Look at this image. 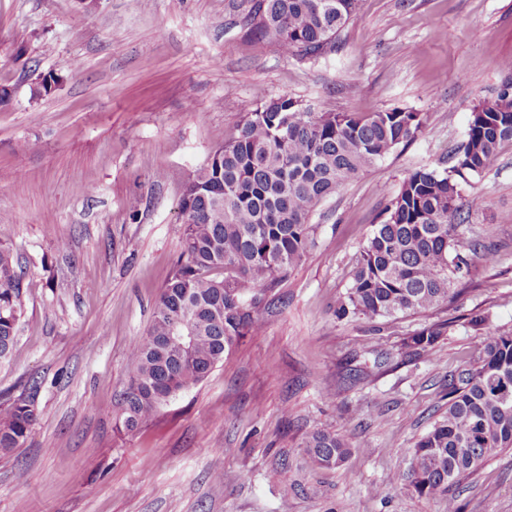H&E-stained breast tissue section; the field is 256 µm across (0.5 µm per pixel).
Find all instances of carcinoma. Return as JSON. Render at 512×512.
<instances>
[{
  "instance_id": "cac0c4a2",
  "label": "carcinoma",
  "mask_w": 512,
  "mask_h": 512,
  "mask_svg": "<svg viewBox=\"0 0 512 512\" xmlns=\"http://www.w3.org/2000/svg\"><path fill=\"white\" fill-rule=\"evenodd\" d=\"M359 0H249L243 26L285 56L318 57L357 16ZM419 112L394 108L369 115L314 112L288 95H261L236 133L184 185L181 253L155 304L151 325L128 360L122 425L136 430L177 393L202 383L224 355L260 324L259 308L313 244L317 205L421 134ZM512 142V81L473 109L465 140L447 159L411 172L388 201L384 219L361 248L336 315L370 320L416 314L448 302L473 258L497 253L470 235L461 183L491 167ZM18 263L0 247V358L16 344L23 312ZM194 337L174 347L173 328ZM441 329L408 337L412 355L429 351ZM36 420L32 405L0 412V450L24 442ZM303 448L319 468L340 466L348 443L314 431ZM512 448V334L486 329L474 364L448 375V409L412 451L408 477L419 493L448 499L464 478Z\"/></svg>"
}]
</instances>
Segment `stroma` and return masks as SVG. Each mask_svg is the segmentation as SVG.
<instances>
[{
	"instance_id": "35a3bbf8",
	"label": "stroma",
	"mask_w": 512,
	"mask_h": 512,
	"mask_svg": "<svg viewBox=\"0 0 512 512\" xmlns=\"http://www.w3.org/2000/svg\"><path fill=\"white\" fill-rule=\"evenodd\" d=\"M246 7L0 0V246L23 300L0 409L37 413L0 453V512H447L405 472L448 408L449 373L473 362L471 314L512 333V143L462 190L498 253L473 260L462 295L375 321L337 318L336 298L387 194L461 143L474 106L512 76V0H360L335 50L312 59L248 40ZM263 92L317 112L406 108L425 128L320 203L315 245L269 293L258 332L126 431L127 361L180 255L183 186ZM437 326L431 351L406 354V337ZM315 430L348 441L340 467L312 463L302 439ZM455 494L461 512H512V449Z\"/></svg>"
}]
</instances>
